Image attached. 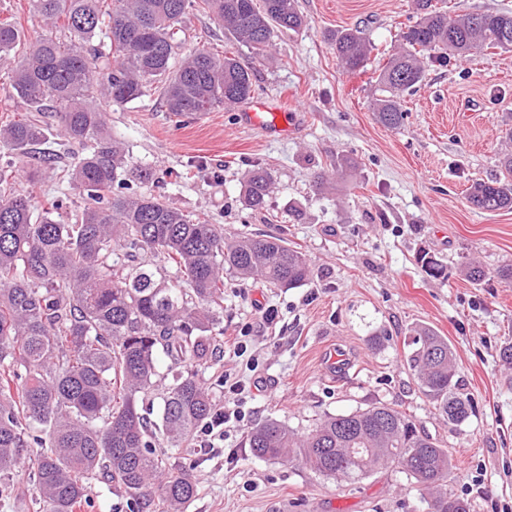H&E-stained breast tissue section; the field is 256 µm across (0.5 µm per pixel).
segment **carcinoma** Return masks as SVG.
Returning a JSON list of instances; mask_svg holds the SVG:
<instances>
[{"instance_id":"cac0c4a2","label":"carcinoma","mask_w":512,"mask_h":512,"mask_svg":"<svg viewBox=\"0 0 512 512\" xmlns=\"http://www.w3.org/2000/svg\"><path fill=\"white\" fill-rule=\"evenodd\" d=\"M206 2L236 42L262 54L274 29L304 24L296 0H29L43 35L20 58L17 23L0 20V90L26 114L0 125V154L28 159L25 178L50 177L74 190L35 210L13 186L14 167L0 164V500L19 497L14 474L29 471L43 512H76L101 478L140 499L159 491L163 512H183L195 495L186 472L171 459L210 420L215 401L200 372L215 355L212 332L224 316V270L242 280L297 288L309 279L305 255L280 237L228 241L224 227L186 214L160 198L132 192L152 172L131 165L112 138L99 103L124 106L152 90L175 115L210 112L256 91L250 63L236 55L195 49L181 57L178 33ZM417 19L400 28L399 46L378 74V122L398 127L402 99L419 85L426 65L470 59L486 49H512V12L451 15L434 0H415ZM336 57L349 70L366 61L358 28L336 31ZM78 148L77 161L58 165L48 148L52 132ZM501 175L477 181L467 201L482 211L512 210V153ZM272 180L262 168L242 186L244 205L266 207ZM147 254L166 260L170 278ZM474 283L496 278L512 285V264L494 272L469 265ZM169 360L160 372V358ZM404 362L423 394L451 425L470 417L459 392L448 339L426 324L413 329ZM162 386L159 421L140 406ZM253 456L288 462L298 457L315 472L354 483L380 466L395 467L427 493V512H470L448 494V449L407 414L380 404L328 417L300 437L267 419L247 436Z\"/></svg>"}]
</instances>
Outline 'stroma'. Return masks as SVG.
<instances>
[{
    "label": "stroma",
    "mask_w": 512,
    "mask_h": 512,
    "mask_svg": "<svg viewBox=\"0 0 512 512\" xmlns=\"http://www.w3.org/2000/svg\"><path fill=\"white\" fill-rule=\"evenodd\" d=\"M305 23L276 28L263 56L238 44L207 10L186 20L184 50L205 48L253 61L256 98L293 103L294 132L266 137L240 127L236 109H217L202 123L174 125L160 93L118 107L104 105L113 137L132 165L155 179L140 192L179 210L206 214L235 236L273 235L302 251L311 275L302 286L271 289L224 275V334L205 372L216 396L225 373L240 372L225 355L226 338L250 327L265 389L248 403L252 423L273 418L303 433L329 416L386 404L447 448V489L470 512H512V364L500 348L512 341V286L470 282L464 267L494 270L512 263V210L472 208L467 190L499 175L512 140V51L428 67L404 97L399 128L380 124L371 104L376 78L400 27L415 18L414 0H297ZM360 27L371 43L363 68L338 61L330 34ZM346 159L345 172L331 162ZM270 172L267 208L241 203L254 168ZM324 173L323 185L314 177ZM430 254L444 266L428 276ZM274 305L269 328L259 308ZM446 336L462 393L473 412L448 424L403 364L415 325ZM343 358L330 371V355ZM231 457H206L185 445L179 463L196 495L185 512H424L415 484L392 468L358 483L337 482L301 461L256 459L246 434L231 431ZM82 512H161L141 507L117 486L93 482Z\"/></svg>",
    "instance_id": "stroma-1"
}]
</instances>
